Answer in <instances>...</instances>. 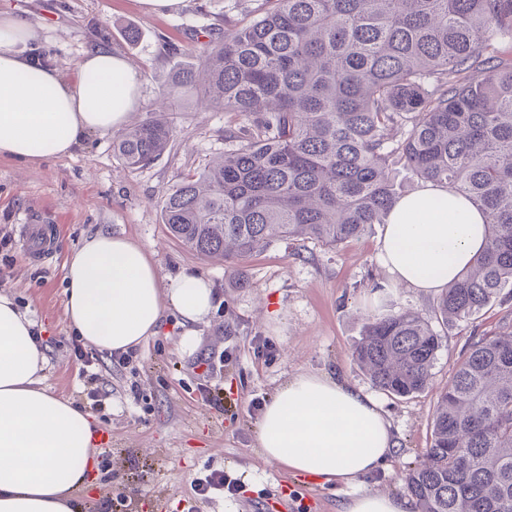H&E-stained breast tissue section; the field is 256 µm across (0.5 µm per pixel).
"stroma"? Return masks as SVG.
<instances>
[{
	"instance_id": "obj_1",
	"label": "stroma",
	"mask_w": 512,
	"mask_h": 512,
	"mask_svg": "<svg viewBox=\"0 0 512 512\" xmlns=\"http://www.w3.org/2000/svg\"><path fill=\"white\" fill-rule=\"evenodd\" d=\"M0 9L39 30L40 58L64 77L95 46L122 54L143 76L137 124L158 107L175 128L171 147L148 166L130 169L112 151V137L89 136L71 155L25 166L0 158V291L14 295L38 323L47 362L44 388L85 407L104 435L96 486L79 490L80 512H111L122 495L126 512H184L194 502L193 478L212 470L242 482L233 497L196 502L197 512H339L352 495L345 486L305 482L266 462L256 448L257 410L275 388L300 372L340 375L374 395L399 441L383 475L361 491L405 494L406 471L430 446L433 412L473 338L512 325V292L470 319L442 324L431 295L395 286L380 264V226L337 248L315 240L273 243L244 262L238 277L219 257L186 248L163 224L160 199L180 174L204 167L224 150L225 131L245 120L204 107L198 95L167 97L176 69L199 64L205 43L225 19L240 20V0H181L153 12L142 0H0ZM135 30L128 40L127 30ZM59 228L53 259H29L18 242L26 218ZM100 230L126 236L152 256L161 285L181 272L212 282L219 303L209 321L196 325L192 346L185 328L167 316L159 335L147 338L124 362L85 346L91 366L77 360L64 311L67 254ZM411 309L432 320L441 337L429 386L410 397L378 390L354 361L364 319L374 312ZM223 356L207 371L205 361Z\"/></svg>"
}]
</instances>
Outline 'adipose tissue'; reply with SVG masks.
I'll use <instances>...</instances> for the list:
<instances>
[{
	"instance_id": "obj_1",
	"label": "adipose tissue",
	"mask_w": 512,
	"mask_h": 512,
	"mask_svg": "<svg viewBox=\"0 0 512 512\" xmlns=\"http://www.w3.org/2000/svg\"><path fill=\"white\" fill-rule=\"evenodd\" d=\"M40 34L0 10V158L31 165L70 155L94 133L121 129L141 74L112 49L85 53L78 75L37 62ZM487 245L484 214L465 197L430 183L390 213L378 258L397 284L436 295ZM64 309L74 334L123 353L158 335L167 314L203 322L212 283L183 273L160 287L151 255L128 237L100 231L65 263ZM46 364L35 321L0 293V512H76L75 491L95 469L91 414L41 385ZM260 455L326 483L352 485L384 471L398 439L380 402L330 373H299L262 407Z\"/></svg>"
}]
</instances>
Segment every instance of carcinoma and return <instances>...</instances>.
I'll return each instance as SVG.
<instances>
[{
  "instance_id": "cac0c4a2",
  "label": "carcinoma",
  "mask_w": 512,
  "mask_h": 512,
  "mask_svg": "<svg viewBox=\"0 0 512 512\" xmlns=\"http://www.w3.org/2000/svg\"><path fill=\"white\" fill-rule=\"evenodd\" d=\"M188 90L250 121L160 201L190 250L236 264L276 240H356L387 223L401 165L486 218L487 247L437 298L436 318L467 319L512 288V0H259L211 35L199 67L172 74L167 96ZM173 137L150 113L112 151L139 168ZM439 349L431 323L404 310L367 318L353 357L380 390L408 397ZM405 486L419 512H512V336L470 343Z\"/></svg>"
}]
</instances>
